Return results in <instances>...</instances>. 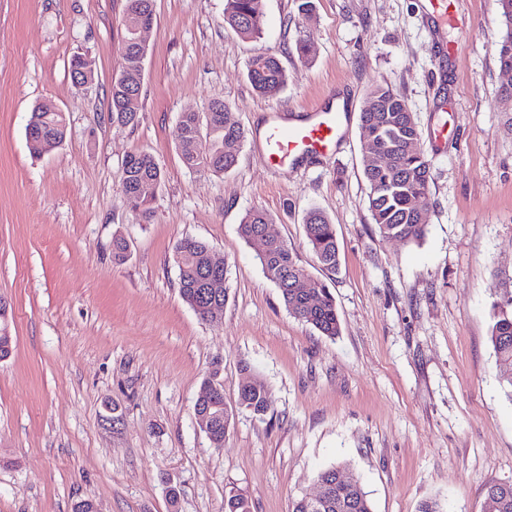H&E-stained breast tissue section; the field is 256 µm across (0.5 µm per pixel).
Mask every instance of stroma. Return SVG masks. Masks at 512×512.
I'll return each mask as SVG.
<instances>
[{
	"instance_id": "1",
	"label": "stroma",
	"mask_w": 512,
	"mask_h": 512,
	"mask_svg": "<svg viewBox=\"0 0 512 512\" xmlns=\"http://www.w3.org/2000/svg\"><path fill=\"white\" fill-rule=\"evenodd\" d=\"M263 0L262 36L224 26V0H155L136 124L113 122L126 0H0V297L13 351L0 361V512H224L230 489L251 512H291L338 463L373 512H485L488 485L512 481V398L490 341L496 272L512 273V111L496 55L498 0H448L447 51L429 0ZM304 39L306 58L295 43ZM276 56L288 84L258 96L250 58ZM93 80L75 88L73 56ZM386 84L414 113L430 167L425 239L379 236L368 211L359 112ZM343 101L336 155L266 167L259 133ZM64 112L59 148L32 157V107ZM222 100L246 138L237 166L187 168L181 112ZM147 152L162 179L143 220L121 188L122 162ZM266 210L271 232L330 289L335 338L289 314L238 233ZM323 210L340 266L324 272L304 217ZM130 245L112 260V238ZM206 241L224 263L221 319L179 296L175 244ZM267 384L263 417L236 412L223 448L198 427L203 381L219 371L234 402L241 363ZM179 492L169 506L167 487Z\"/></svg>"
}]
</instances>
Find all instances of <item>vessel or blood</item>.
<instances>
[{"instance_id":"obj_1","label":"vessel or blood","mask_w":512,"mask_h":512,"mask_svg":"<svg viewBox=\"0 0 512 512\" xmlns=\"http://www.w3.org/2000/svg\"><path fill=\"white\" fill-rule=\"evenodd\" d=\"M345 121L344 113L332 107L306 112L292 125L282 116H274L267 122L261 139L266 165L281 169L308 156L334 153L343 137Z\"/></svg>"}]
</instances>
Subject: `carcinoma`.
Masks as SVG:
<instances>
[{
	"label": "carcinoma",
	"instance_id": "1",
	"mask_svg": "<svg viewBox=\"0 0 512 512\" xmlns=\"http://www.w3.org/2000/svg\"><path fill=\"white\" fill-rule=\"evenodd\" d=\"M503 35L498 43V62L512 64V0H498ZM263 0H225L224 25L245 39H256L261 32ZM124 32L121 44V68L137 69L142 64L143 52L133 43L131 23L156 19L154 0H127ZM248 80L261 97L274 98L286 85V73L279 60L267 53H258L249 61ZM141 88L130 89L118 80L112 82V121L133 124L137 121ZM403 97L391 87L378 84L364 97L360 110V125L369 144L362 155V172L369 189V211L380 236L406 242L421 241L427 231L428 215L420 209L422 199L430 187V170L424 155L407 148L411 133L409 113ZM209 131L201 132L198 112H183L175 130V140L184 165L190 169L214 174L230 172L237 164L245 132L232 117L230 108L221 100L209 105ZM28 125L37 137L28 145L32 155H42L43 144L59 146L66 137L67 127L62 118L51 108V102L36 104ZM388 152L392 167L383 172L377 166L378 155ZM145 179L161 181V171L154 157L147 152L132 153L122 163V191L130 208L143 218L152 216V201L139 194V185ZM272 218L261 208L248 210L239 225L245 240L259 235ZM305 233L311 250L322 269L336 272L339 265V248L335 227L320 210L308 212ZM130 246L120 235L112 239V259L122 263L129 256ZM210 246L198 239H184L175 245L179 269V292L182 300L201 318L206 319L209 302L202 298V285L210 274L207 254ZM259 262L266 277L279 290L286 309L296 318L312 325L322 335L334 338L340 333V322L334 298L322 282H311L302 287L304 271L294 251L288 244L272 237L266 241L264 254ZM499 292L492 304L493 325L491 343L497 357L501 383L512 398V276L498 284ZM241 371L247 378L240 384L236 405L224 406L220 413L212 414V438L216 448L224 445L235 412L245 410L262 417L270 403L265 382L250 373L246 365ZM342 466L334 465L323 470L317 483H328L320 500L295 499L292 512H372L366 493L358 481H337L336 473ZM484 496L497 502L496 512H512V483H496L484 490ZM224 512H250L248 497L232 492L228 495Z\"/></svg>",
	"mask_w": 512,
	"mask_h": 512
}]
</instances>
